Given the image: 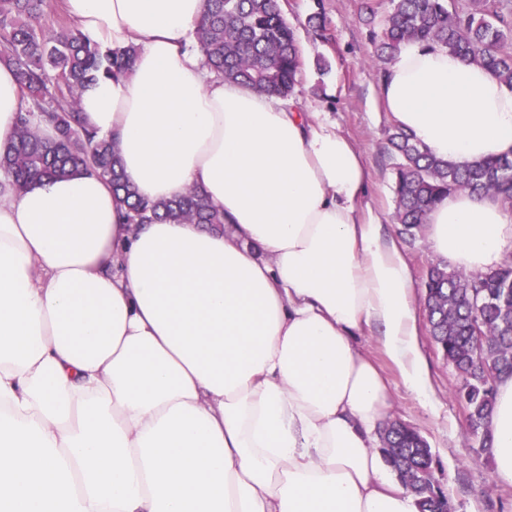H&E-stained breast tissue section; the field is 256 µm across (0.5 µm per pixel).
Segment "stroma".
<instances>
[{
    "instance_id": "35a3bbf8",
    "label": "stroma",
    "mask_w": 512,
    "mask_h": 512,
    "mask_svg": "<svg viewBox=\"0 0 512 512\" xmlns=\"http://www.w3.org/2000/svg\"><path fill=\"white\" fill-rule=\"evenodd\" d=\"M323 2L334 30L333 44L314 40L306 22L316 2ZM363 0H284L285 17L294 27L305 62L302 85L294 101L304 112L320 113L336 124L360 148L370 174L376 204L393 214V159L386 149L388 116L379 98L380 79L372 68L374 46L370 27L362 14ZM389 230L400 244L417 284L416 299H423L421 282L434 262L424 237ZM419 342L436 404L420 403L406 389L397 369L377 347L372 336L360 339L382 373L392 396L390 418L416 428L427 440L434 458L435 475L448 495L452 512H512V486L496 484L493 461L481 454L470 437L464 409L451 391L461 379L432 342L426 316H419Z\"/></svg>"
}]
</instances>
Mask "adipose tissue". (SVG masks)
I'll use <instances>...</instances> for the list:
<instances>
[{"label":"adipose tissue","instance_id":"1","mask_svg":"<svg viewBox=\"0 0 512 512\" xmlns=\"http://www.w3.org/2000/svg\"><path fill=\"white\" fill-rule=\"evenodd\" d=\"M130 72L87 87L140 198L201 189L203 224H128L92 172L0 203V512H416L378 449L388 388L364 330L430 402L409 264L361 151L292 102L215 78L188 36L206 0H64ZM385 112L460 165L512 155V88L447 48L402 45ZM27 107L0 64V153ZM431 250L485 272L512 210L467 192L426 213ZM512 485V376L488 421Z\"/></svg>","mask_w":512,"mask_h":512}]
</instances>
